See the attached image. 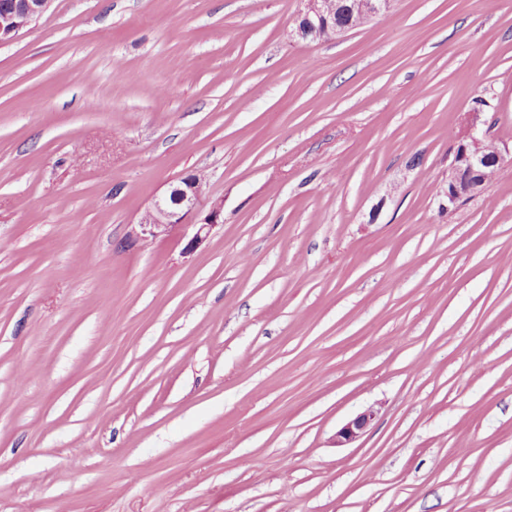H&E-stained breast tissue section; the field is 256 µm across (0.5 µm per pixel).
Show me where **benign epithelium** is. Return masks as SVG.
I'll use <instances>...</instances> for the list:
<instances>
[{
    "label": "benign epithelium",
    "instance_id": "obj_1",
    "mask_svg": "<svg viewBox=\"0 0 512 512\" xmlns=\"http://www.w3.org/2000/svg\"><path fill=\"white\" fill-rule=\"evenodd\" d=\"M51 0H0V44L13 39L18 34L14 25V13L25 12L29 21H35L48 8ZM390 8V0H353L349 6L375 17ZM304 28L296 31L300 37L315 33L320 29H330L340 36L347 29L336 25L335 11L328 0H306L305 11L299 14ZM478 113H472L464 142L460 144V163L453 164L448 172V184L445 191L446 209L452 210L476 191L471 178L475 177L485 165L491 163V156H500L498 147L486 139L479 128ZM201 189L198 178L190 173L173 185L170 190L155 198L150 206L141 213L137 226L140 239L157 238L169 234L176 228L192 229V235L186 244V251L193 252L210 236L211 230L224 223V202L215 200L210 203L206 215L192 224L190 219L200 213ZM375 418L371 408L347 421L337 432L333 443L341 448L356 442Z\"/></svg>",
    "mask_w": 512,
    "mask_h": 512
}]
</instances>
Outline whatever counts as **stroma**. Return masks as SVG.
Masks as SVG:
<instances>
[{
	"label": "stroma",
	"instance_id": "stroma-1",
	"mask_svg": "<svg viewBox=\"0 0 512 512\" xmlns=\"http://www.w3.org/2000/svg\"><path fill=\"white\" fill-rule=\"evenodd\" d=\"M303 7L52 0L0 45V512H512V0ZM479 97L502 159L448 212ZM189 173L223 224L137 238ZM329 0H306L305 11L299 14V17L303 19L304 30L298 29L296 34L300 37H304L310 34L309 38L316 40H329L332 37L329 36L328 32L322 29H331L336 33V36H340L347 32L349 29L346 27L336 26V22L340 24H351L355 28L361 27L371 20V17L379 16L386 12L390 8V0H354L353 4L348 6L351 12L359 10L361 13L366 15H359L358 13L353 17L351 14L346 12V3L348 1L334 0L336 2V14L335 11L328 5ZM375 418V411L371 408L347 421L337 432L333 443L336 447H344L356 442L366 431Z\"/></svg>",
	"mask_w": 512,
	"mask_h": 512
}]
</instances>
